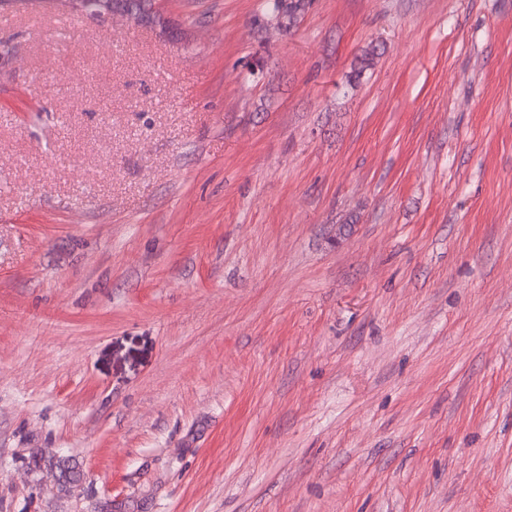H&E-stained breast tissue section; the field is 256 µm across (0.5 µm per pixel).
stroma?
Returning <instances> with one entry per match:
<instances>
[{
    "instance_id": "1",
    "label": "stroma",
    "mask_w": 512,
    "mask_h": 512,
    "mask_svg": "<svg viewBox=\"0 0 512 512\" xmlns=\"http://www.w3.org/2000/svg\"><path fill=\"white\" fill-rule=\"evenodd\" d=\"M152 12L0 6V512H512V0ZM309 0H265L263 7L267 16L279 20L288 18V24L296 22L298 16L305 11Z\"/></svg>"
}]
</instances>
